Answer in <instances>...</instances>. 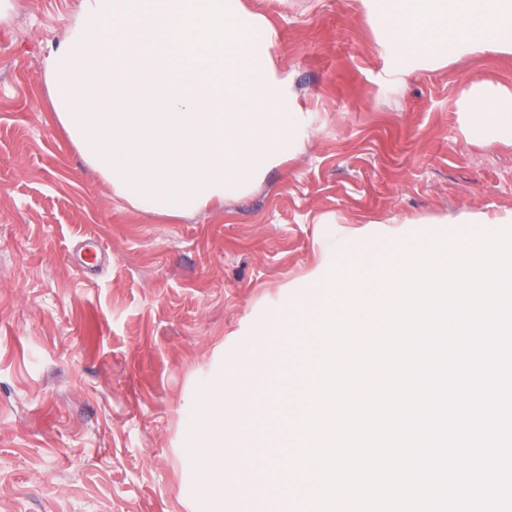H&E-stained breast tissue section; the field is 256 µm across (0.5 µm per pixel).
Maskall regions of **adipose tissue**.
I'll return each instance as SVG.
<instances>
[{
    "label": "adipose tissue",
    "mask_w": 512,
    "mask_h": 512,
    "mask_svg": "<svg viewBox=\"0 0 512 512\" xmlns=\"http://www.w3.org/2000/svg\"><path fill=\"white\" fill-rule=\"evenodd\" d=\"M400 67L435 66L449 55L512 51V0H361ZM465 107L484 143L512 140V93L473 90Z\"/></svg>",
    "instance_id": "adipose-tissue-1"
}]
</instances>
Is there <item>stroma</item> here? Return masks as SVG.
I'll return each instance as SVG.
<instances>
[{
	"instance_id": "1",
	"label": "stroma",
	"mask_w": 512,
	"mask_h": 512,
	"mask_svg": "<svg viewBox=\"0 0 512 512\" xmlns=\"http://www.w3.org/2000/svg\"><path fill=\"white\" fill-rule=\"evenodd\" d=\"M309 112L305 145L246 194L178 218L131 207L57 124L46 59L81 0L0 21V512H201L198 396L266 371L256 325L357 255L512 213V145L462 103L512 92V53L394 72L359 0H243ZM108 258L95 279L73 251Z\"/></svg>"
}]
</instances>
